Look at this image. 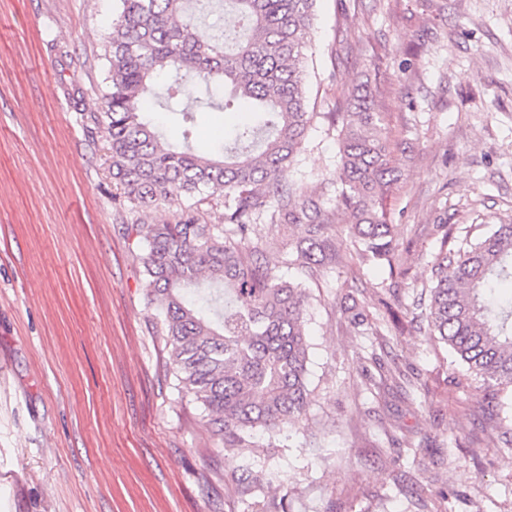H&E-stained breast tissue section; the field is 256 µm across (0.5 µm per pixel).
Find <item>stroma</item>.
I'll use <instances>...</instances> for the list:
<instances>
[{"mask_svg":"<svg viewBox=\"0 0 512 512\" xmlns=\"http://www.w3.org/2000/svg\"><path fill=\"white\" fill-rule=\"evenodd\" d=\"M117 0H0V512H512V411L417 318L441 244L512 221V0H316L314 118L284 183L333 193L337 131L369 83L403 178L384 199L405 275L336 265L308 282L311 403L237 497L235 465L176 388L142 250L116 222L104 137ZM250 118L196 110L202 152ZM398 317L403 335L355 322Z\"/></svg>","mask_w":512,"mask_h":512,"instance_id":"35a3bbf8","label":"stroma"}]
</instances>
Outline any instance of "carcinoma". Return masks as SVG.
<instances>
[{
  "mask_svg": "<svg viewBox=\"0 0 512 512\" xmlns=\"http://www.w3.org/2000/svg\"><path fill=\"white\" fill-rule=\"evenodd\" d=\"M105 58L106 91L95 112L80 113L87 137L102 135L121 212L176 207L163 224L124 225L146 250L143 274L161 297L159 314L179 392L199 405L207 431L238 457L272 448L277 428L309 404L305 284L335 264L327 240L336 212L348 216L351 257L361 265L402 267L395 225L382 208L400 182L382 113L370 93L354 96L338 122V190L290 188L280 172L300 153L313 113L304 80L315 0H224L234 21L217 34L195 21L218 0H119ZM197 104L225 112L245 105L255 119L215 152L189 145ZM163 110L181 129L183 147L145 114ZM224 206L209 224L205 207ZM269 217L278 237L253 240ZM301 226L304 236L284 231ZM275 249L297 270L285 281L260 256ZM512 280V224H500L465 249L440 250L430 268L426 318L441 343L503 409L512 390V296L493 295ZM233 474L236 493L251 496L259 476L246 464Z\"/></svg>",
  "mask_w": 512,
  "mask_h": 512,
  "instance_id": "obj_1",
  "label": "carcinoma"
}]
</instances>
